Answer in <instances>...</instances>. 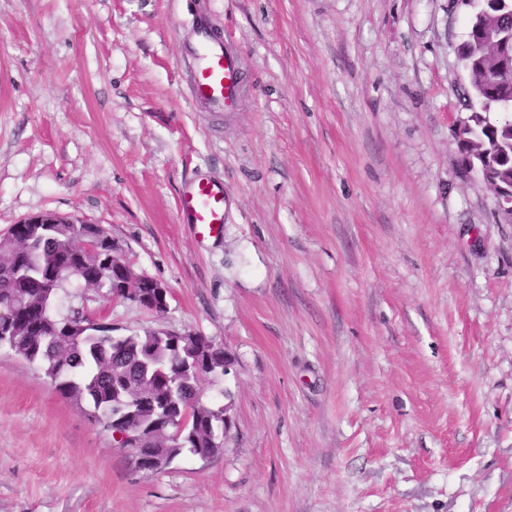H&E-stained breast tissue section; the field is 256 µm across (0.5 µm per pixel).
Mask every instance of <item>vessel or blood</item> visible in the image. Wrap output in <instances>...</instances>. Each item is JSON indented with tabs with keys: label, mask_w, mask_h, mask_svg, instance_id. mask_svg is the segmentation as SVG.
Wrapping results in <instances>:
<instances>
[{
	"label": "vessel or blood",
	"mask_w": 512,
	"mask_h": 512,
	"mask_svg": "<svg viewBox=\"0 0 512 512\" xmlns=\"http://www.w3.org/2000/svg\"><path fill=\"white\" fill-rule=\"evenodd\" d=\"M197 35L190 52L194 61L192 92L215 109L231 110L239 95V61L222 44L212 40L206 24H199ZM180 209L202 234L219 232L224 222L223 186L207 180L194 183L182 194Z\"/></svg>",
	"instance_id": "b4317fda"
}]
</instances>
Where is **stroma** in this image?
Here are the masks:
<instances>
[{"label": "stroma", "mask_w": 512, "mask_h": 512, "mask_svg": "<svg viewBox=\"0 0 512 512\" xmlns=\"http://www.w3.org/2000/svg\"><path fill=\"white\" fill-rule=\"evenodd\" d=\"M461 0H0V236L104 226L235 357L223 452L158 473L0 349V512H512V223L462 164ZM206 22L236 107L193 99ZM224 185L214 237L178 201Z\"/></svg>", "instance_id": "35a3bbf8"}]
</instances>
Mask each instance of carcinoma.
<instances>
[{
    "instance_id": "obj_1",
    "label": "carcinoma",
    "mask_w": 512,
    "mask_h": 512,
    "mask_svg": "<svg viewBox=\"0 0 512 512\" xmlns=\"http://www.w3.org/2000/svg\"><path fill=\"white\" fill-rule=\"evenodd\" d=\"M512 0H482L469 21V31L491 22L512 25ZM494 50L479 46L466 58L470 136L481 148L475 159L486 173L512 183V103L490 91L488 74ZM106 229L99 224H14L0 237V303L14 305L12 320L0 324V348L39 366L59 394L86 408L104 431L122 434L119 445H132L154 413L191 417L178 438L155 433L147 448L166 450L168 462L184 454L209 457L224 447V407L202 400L201 384L224 375V345L207 336L196 340L209 349V362L198 368L192 355L153 329L114 336L82 307L66 315L55 301L74 275L87 289L112 288V248L95 253L82 248L89 237ZM153 395L155 406L142 410L140 392Z\"/></svg>"
}]
</instances>
